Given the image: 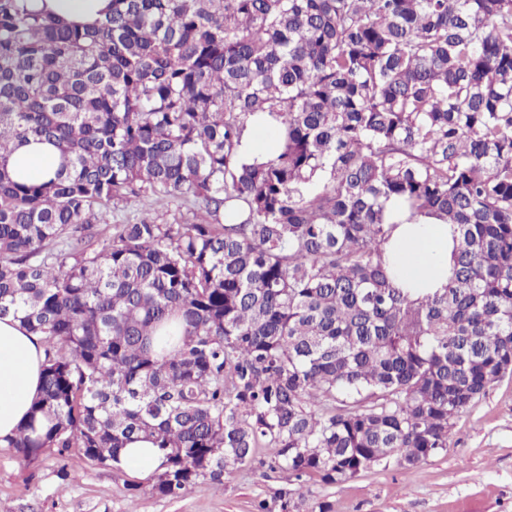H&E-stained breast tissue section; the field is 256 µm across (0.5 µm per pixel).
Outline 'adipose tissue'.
<instances>
[{
  "mask_svg": "<svg viewBox=\"0 0 512 512\" xmlns=\"http://www.w3.org/2000/svg\"><path fill=\"white\" fill-rule=\"evenodd\" d=\"M30 8L56 20L94 24L112 10V0H28ZM60 162L57 149L29 142L11 165L25 179L45 182ZM385 258L407 288H443L448 284V227L427 218L395 225L384 246ZM42 348L36 336L14 317L0 319V444L7 443L27 417L41 384Z\"/></svg>",
  "mask_w": 512,
  "mask_h": 512,
  "instance_id": "adipose-tissue-1",
  "label": "adipose tissue"
}]
</instances>
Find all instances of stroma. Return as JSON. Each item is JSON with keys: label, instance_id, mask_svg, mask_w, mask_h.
<instances>
[{"label": "stroma", "instance_id": "1", "mask_svg": "<svg viewBox=\"0 0 512 512\" xmlns=\"http://www.w3.org/2000/svg\"><path fill=\"white\" fill-rule=\"evenodd\" d=\"M265 457L258 450L255 464L223 483L201 480L170 499L150 476L131 491L122 468L52 456L29 463L0 447V512H251L286 484ZM63 467L69 479L59 477ZM311 499L332 512H512V374L456 418L446 451L409 470L379 465L336 487L314 485Z\"/></svg>", "mask_w": 512, "mask_h": 512}]
</instances>
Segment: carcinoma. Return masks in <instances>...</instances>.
<instances>
[{
  "label": "carcinoma",
  "mask_w": 512,
  "mask_h": 512,
  "mask_svg": "<svg viewBox=\"0 0 512 512\" xmlns=\"http://www.w3.org/2000/svg\"><path fill=\"white\" fill-rule=\"evenodd\" d=\"M278 149L238 160L248 117ZM53 179H14L29 140ZM192 203L107 223L118 204ZM452 227L448 288L390 277L393 223ZM44 350L8 447L119 463L155 491L255 460L307 506L377 465L448 448L512 372V0H112L66 26L0 0V317Z\"/></svg>",
  "instance_id": "obj_1"
}]
</instances>
